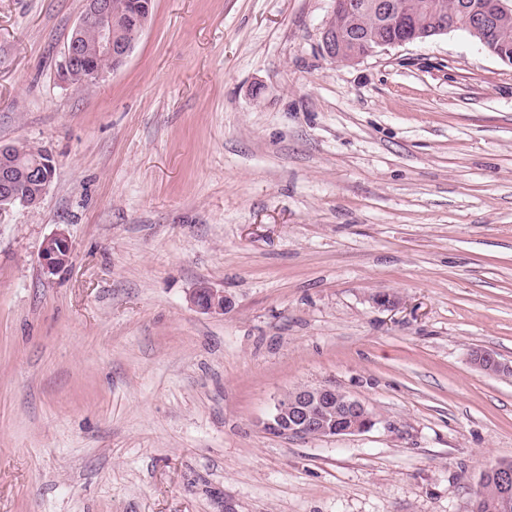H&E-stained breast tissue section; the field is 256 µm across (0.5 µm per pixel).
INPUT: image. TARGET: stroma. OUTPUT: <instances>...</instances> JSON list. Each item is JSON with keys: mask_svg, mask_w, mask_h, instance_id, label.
<instances>
[{"mask_svg": "<svg viewBox=\"0 0 512 512\" xmlns=\"http://www.w3.org/2000/svg\"><path fill=\"white\" fill-rule=\"evenodd\" d=\"M334 6L153 0L80 90L85 0H0V143L55 165L0 212V512H469L512 461L472 361L512 365V65L458 30L336 63ZM324 385L378 425L265 430ZM71 257L70 240L64 232L47 237L40 250V263L49 273H56L67 267ZM190 300L195 307L211 313H224L231 304L223 292L219 293L208 287L197 288Z\"/></svg>", "mask_w": 512, "mask_h": 512, "instance_id": "35a3bbf8", "label": "stroma"}]
</instances>
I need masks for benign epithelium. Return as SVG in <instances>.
I'll return each instance as SVG.
<instances>
[{"instance_id":"obj_1","label":"benign epithelium","mask_w":512,"mask_h":512,"mask_svg":"<svg viewBox=\"0 0 512 512\" xmlns=\"http://www.w3.org/2000/svg\"><path fill=\"white\" fill-rule=\"evenodd\" d=\"M457 9L469 16L466 30L487 48L486 36L501 18L512 16V0H493L485 9H474L465 2ZM151 18L146 4L129 19L132 34H126L112 12V0H85V10L73 28V37L60 63V76L67 84L79 73L78 59L83 53L79 39L91 29L96 55L112 59V69L102 72H82L84 82L93 85L114 74L138 44ZM445 11L435 8L416 15L411 8L394 0H336L332 15L325 22L322 52L338 63L355 64L374 55L378 50L413 42H424L448 33ZM13 145L0 143V158H6L0 168V212L14 205L34 207L43 200L54 177L53 159L45 152H31L29 162L15 173L17 166L8 161ZM28 181L31 191L15 188L17 177ZM71 244L67 235L57 232L47 237L40 250V263L49 273L67 267ZM191 303L207 312L222 313L230 307L224 293L208 287L196 289ZM377 424V419L360 400L344 393L336 397L329 386L302 387L285 393L276 403L275 412L265 423V430L280 437H336L364 433Z\"/></svg>"}]
</instances>
